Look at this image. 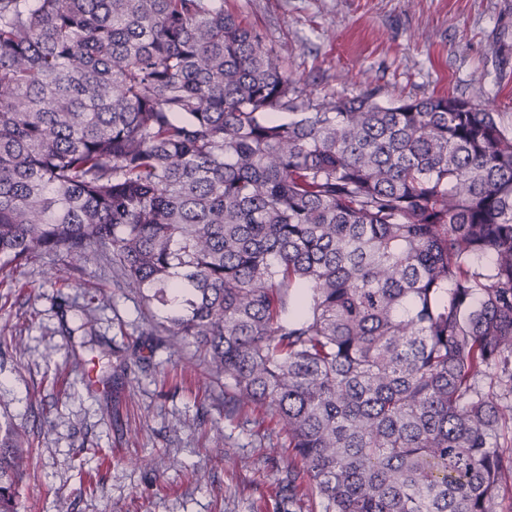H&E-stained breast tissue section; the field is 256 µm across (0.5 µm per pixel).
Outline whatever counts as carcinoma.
I'll use <instances>...</instances> for the list:
<instances>
[{"label": "carcinoma", "mask_w": 512, "mask_h": 512, "mask_svg": "<svg viewBox=\"0 0 512 512\" xmlns=\"http://www.w3.org/2000/svg\"><path fill=\"white\" fill-rule=\"evenodd\" d=\"M288 115L279 121L273 114ZM115 272L277 419L323 512H499L512 132L319 97L224 0H0V260ZM0 425V512H16Z\"/></svg>", "instance_id": "1"}]
</instances>
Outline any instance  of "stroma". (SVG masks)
Masks as SVG:
<instances>
[{
	"label": "stroma",
	"instance_id": "obj_1",
	"mask_svg": "<svg viewBox=\"0 0 512 512\" xmlns=\"http://www.w3.org/2000/svg\"><path fill=\"white\" fill-rule=\"evenodd\" d=\"M318 95H454L512 127V0H224ZM0 262V423L24 439L17 512H279L296 462L263 408L224 409L195 345L112 264ZM25 348L12 350V337ZM222 447H215V438Z\"/></svg>",
	"mask_w": 512,
	"mask_h": 512
}]
</instances>
